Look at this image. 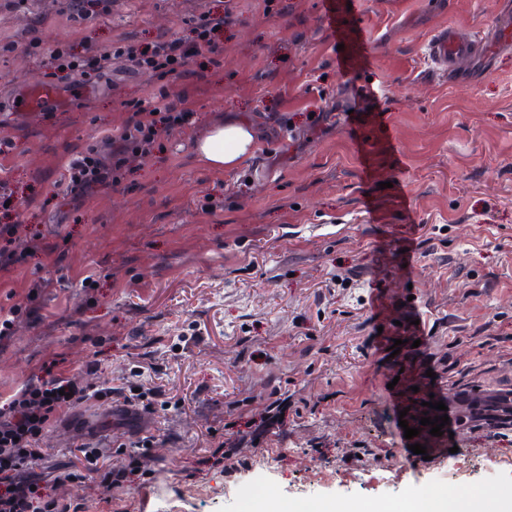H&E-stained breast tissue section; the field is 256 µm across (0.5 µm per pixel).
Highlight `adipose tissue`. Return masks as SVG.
I'll return each mask as SVG.
<instances>
[{
	"label": "adipose tissue",
	"mask_w": 512,
	"mask_h": 512,
	"mask_svg": "<svg viewBox=\"0 0 512 512\" xmlns=\"http://www.w3.org/2000/svg\"><path fill=\"white\" fill-rule=\"evenodd\" d=\"M257 148L253 129L247 124L227 122L217 126L199 141L195 153L201 163L210 169L232 171L244 164ZM486 501L482 492L454 495L435 500L429 508H422L411 498L386 505L362 504L349 510L340 502H326L320 512H485Z\"/></svg>",
	"instance_id": "adipose-tissue-1"
}]
</instances>
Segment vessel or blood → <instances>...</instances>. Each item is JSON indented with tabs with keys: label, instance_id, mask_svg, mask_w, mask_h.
<instances>
[{
	"label": "vessel or blood",
	"instance_id": "b4317fda",
	"mask_svg": "<svg viewBox=\"0 0 512 512\" xmlns=\"http://www.w3.org/2000/svg\"><path fill=\"white\" fill-rule=\"evenodd\" d=\"M324 20L335 29L342 48L338 52L343 73L367 71L371 54L361 24L340 0H329ZM427 53L437 75L457 84L478 80L494 68L502 55L512 54V11L499 10L491 30L464 34L453 25L440 28L427 45ZM18 99L11 109L20 114H44L66 103L70 94L63 87L46 83H28L17 91ZM391 235L402 250L399 259H392L385 249H378L372 264L374 288L371 293L372 312L383 331L378 334V346H385L393 337L411 333L424 338L429 334L427 316L418 301L409 297V283L414 276L416 234L411 224L392 227ZM404 298V314L410 325H396L391 315L395 304L391 294Z\"/></svg>",
	"mask_w": 512,
	"mask_h": 512
}]
</instances>
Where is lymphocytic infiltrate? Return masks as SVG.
<instances>
[{"instance_id":"obj_1","label":"lymphocytic infiltrate","mask_w":512,"mask_h":512,"mask_svg":"<svg viewBox=\"0 0 512 512\" xmlns=\"http://www.w3.org/2000/svg\"><path fill=\"white\" fill-rule=\"evenodd\" d=\"M238 21L237 0H219L215 8L184 23L180 31L146 45L128 40L115 49L88 48L77 55L55 51L51 76L57 83L75 77L95 84L111 75L117 58L124 60L128 70L149 72L160 80L187 73L201 58L217 67L223 32ZM191 119V112L177 108L166 97L150 100L129 115L120 135L101 137L67 164L62 180L66 194L76 198L103 187H120L135 158L152 153L165 134L190 125ZM86 391L78 378L57 375L49 367L0 403V512H85L81 501L58 498L39 468L48 455L41 443L57 415L84 398ZM77 450L84 466H58L59 480L92 481L109 488L127 477V470L99 464L97 449L81 444Z\"/></svg>"}]
</instances>
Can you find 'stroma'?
Segmentation results:
<instances>
[{
    "label": "stroma",
    "mask_w": 512,
    "mask_h": 512,
    "mask_svg": "<svg viewBox=\"0 0 512 512\" xmlns=\"http://www.w3.org/2000/svg\"><path fill=\"white\" fill-rule=\"evenodd\" d=\"M326 2L239 0L221 67L164 80L119 69L29 118L11 100L46 80L51 51L147 41L214 0H114L110 16L76 19L68 0H40L0 14L14 37L0 51V135L15 145L0 180L15 189L12 222L36 231L27 263L0 272V308H21L0 348V398L54 360L92 390H162L149 410L91 396L57 417L44 445L60 459L83 440L118 467L137 434L156 437L148 479L54 484L86 512H273L282 500L312 512L470 488L492 503L512 489V429L434 436L427 459L405 464L379 382L397 359L431 367L447 399L512 387V55L469 87L431 76L426 57L438 28L488 30L503 0H351L379 102L361 95V74L339 72ZM159 94L195 124L137 159L127 190L68 211L65 165ZM377 114L389 144L365 137ZM230 120L251 125L254 155L233 172L204 167L195 143ZM408 213L430 339L394 357L374 342L371 263Z\"/></svg>",
    "instance_id": "1"
}]
</instances>
